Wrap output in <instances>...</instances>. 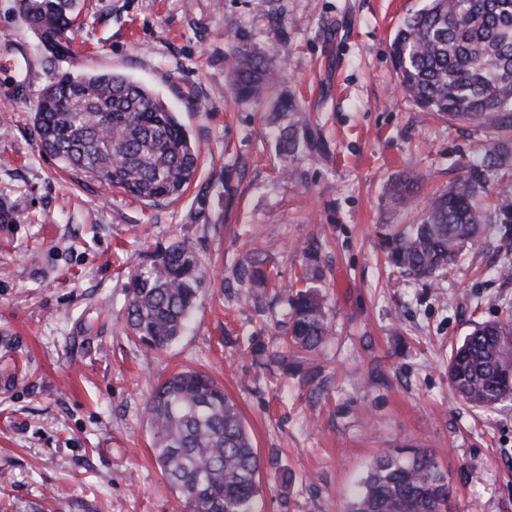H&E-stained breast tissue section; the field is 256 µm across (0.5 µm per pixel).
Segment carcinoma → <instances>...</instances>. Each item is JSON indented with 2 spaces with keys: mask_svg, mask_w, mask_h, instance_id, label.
Wrapping results in <instances>:
<instances>
[{
  "mask_svg": "<svg viewBox=\"0 0 512 512\" xmlns=\"http://www.w3.org/2000/svg\"><path fill=\"white\" fill-rule=\"evenodd\" d=\"M27 27L52 60L72 59L71 34L80 0H19ZM401 91L422 112L488 127L512 125V0H427L403 19L390 45ZM237 97L257 99L272 83L264 60L235 54ZM45 151L103 187L150 202L180 197L195 177L198 150L176 113L151 89L117 72H65L46 87L33 116ZM283 157L300 150L295 125L279 132ZM512 145L498 143L430 197L418 224L385 234L382 249L400 276L430 280L457 267L495 224L512 232ZM418 180L395 182L391 196L407 201ZM308 261L303 289H284L288 306L285 351L295 366L312 361L332 338L325 296L315 283L319 248ZM264 260L245 256L236 277L258 293L267 287ZM206 278L202 255L185 241L158 247L131 275L125 324L150 351L181 335ZM504 315L475 325L448 357L452 399L494 409L512 401V304ZM144 410L160 471L178 494L182 512H254L262 461L237 404L210 375L183 370L161 379ZM448 474L424 448L379 454L346 512H448Z\"/></svg>",
  "mask_w": 512,
  "mask_h": 512,
  "instance_id": "carcinoma-1",
  "label": "carcinoma"
}]
</instances>
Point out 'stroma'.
<instances>
[{
	"mask_svg": "<svg viewBox=\"0 0 512 512\" xmlns=\"http://www.w3.org/2000/svg\"><path fill=\"white\" fill-rule=\"evenodd\" d=\"M423 0H81V68L123 73L172 107L200 154L174 201L151 203L64 169L33 130L51 63L18 0H0V502L49 495L72 512H181L144 419L164 374L208 372L235 401L264 461L259 512H344L386 448H427L452 512H512V405L452 401L448 355L496 318L512 278L496 233L428 281L384 262L385 225L414 224L512 127L421 112L396 86L389 46ZM263 57L276 82L235 98L232 54ZM295 124L305 146L276 150ZM419 178L397 203L390 183ZM318 238L334 337L315 383L273 384L286 306L252 300L233 269L259 249L278 286L300 278ZM188 240L208 260L185 333L146 353L124 327L130 273L155 246Z\"/></svg>",
	"mask_w": 512,
	"mask_h": 512,
	"instance_id": "35a3bbf8",
	"label": "stroma"
}]
</instances>
